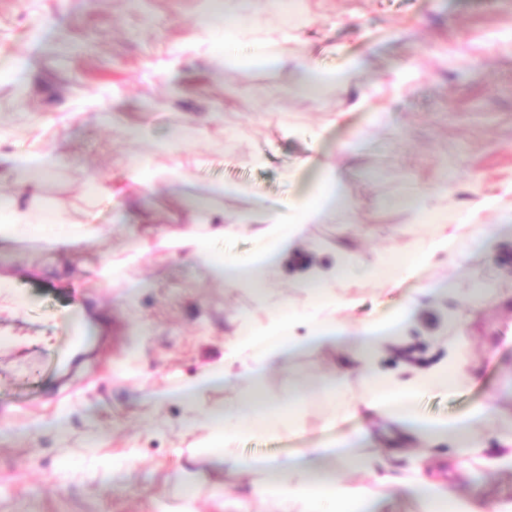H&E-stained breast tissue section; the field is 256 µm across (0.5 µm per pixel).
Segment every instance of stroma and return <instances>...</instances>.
Returning <instances> with one entry per match:
<instances>
[{"mask_svg": "<svg viewBox=\"0 0 512 512\" xmlns=\"http://www.w3.org/2000/svg\"><path fill=\"white\" fill-rule=\"evenodd\" d=\"M300 3L301 23L274 7L258 19L268 36L290 37L288 64L270 69L230 62L261 49L255 38L228 44L223 27L196 26L222 0H0V195L30 216L20 239H0V281L20 299L0 302V333L16 339L0 351V512H276L242 499L266 471L223 470L201 447L207 409L237 401L243 382L201 390L192 411L173 392L218 363L242 325L304 310L307 274L340 256L345 272L331 289L354 302L339 314L348 325L388 322L421 294L376 367L403 379L459 353L463 374L409 407L428 421L485 408L479 451L446 439L418 457L387 455L395 425L336 415L364 392L361 372L324 392L346 357L304 349L265 383L274 406L305 392L289 427L241 438L239 457L355 438L357 455L388 457L375 487L384 512H427L396 485L417 468L458 501L512 504V467L501 462L512 452V234L459 267L444 249L400 267L458 212L477 208L492 229L512 214V0ZM354 61L349 86L278 95L301 66ZM160 142L169 150L156 151ZM36 150L56 163L20 186L10 164ZM144 158L154 182L135 171ZM335 170L347 211L306 225L264 286L212 281L188 250L162 245L202 226L217 254L248 263L263 245L253 226L218 228L311 198ZM416 192L420 213L404 204ZM91 225L104 235L50 244ZM386 255L390 273L360 276ZM190 472L218 495L188 498Z\"/></svg>", "mask_w": 512, "mask_h": 512, "instance_id": "1", "label": "stroma"}]
</instances>
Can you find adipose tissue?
I'll return each mask as SVG.
<instances>
[{"label": "adipose tissue", "mask_w": 512, "mask_h": 512, "mask_svg": "<svg viewBox=\"0 0 512 512\" xmlns=\"http://www.w3.org/2000/svg\"><path fill=\"white\" fill-rule=\"evenodd\" d=\"M343 213L342 193L338 177L328 178L320 195L312 200H289L281 208L263 214L258 223L259 233L268 243L254 260L251 274H244L237 265L211 252L206 240L186 232L169 238L165 245L171 249H191L209 276L223 280L225 284L237 285L245 281H257L269 276L275 269L280 255L294 248L305 225L323 224ZM342 266L309 274L315 282L309 311L302 313L307 323V336L292 335L288 319L270 318L259 330L245 328L229 346L221 363L204 369L196 380L205 385L217 379L244 381L246 390L234 404L223 408H212L206 413L209 431L211 461L214 465L230 471H245L243 463L232 454L231 447L242 436L255 432L256 428L274 430L283 425V414L272 412L261 395V386L268 373L302 346L322 347L343 344L346 352L362 371L367 389L349 407L351 415L373 413L399 425L406 441L434 442L442 437H452L458 447L471 448L476 437L468 422L450 420L426 422L407 412H400L401 404L407 403L417 392L436 382H447L448 367L436 365L427 370H418L405 379H392L379 373L374 366L380 338L377 326L366 323L350 328L335 319L324 318L323 313L331 305L324 284L340 280ZM331 454L330 445L305 448L293 460L266 459L257 466L272 478L255 484L251 492L261 499H272L277 512H321L322 502L334 505L333 512H379L381 504L370 487L351 484L342 479L338 471L327 468L326 460Z\"/></svg>", "instance_id": "obj_1"}]
</instances>
